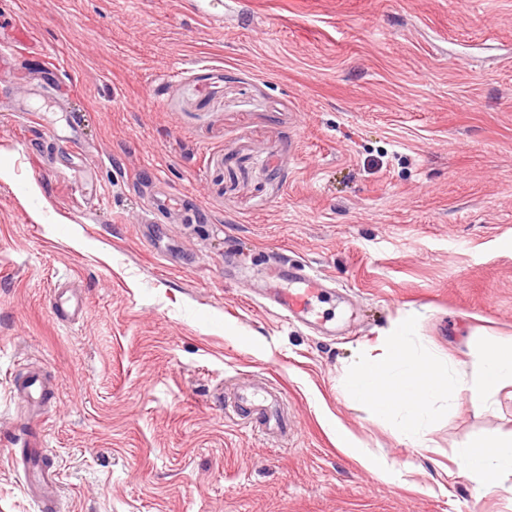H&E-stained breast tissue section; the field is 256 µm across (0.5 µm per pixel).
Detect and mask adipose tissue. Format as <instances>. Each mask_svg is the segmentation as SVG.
Returning <instances> with one entry per match:
<instances>
[{
  "label": "adipose tissue",
  "instance_id": "ef3b65f1",
  "mask_svg": "<svg viewBox=\"0 0 512 512\" xmlns=\"http://www.w3.org/2000/svg\"><path fill=\"white\" fill-rule=\"evenodd\" d=\"M459 470L474 483L484 486L512 476V435L477 438L469 441L456 455Z\"/></svg>",
  "mask_w": 512,
  "mask_h": 512
}]
</instances>
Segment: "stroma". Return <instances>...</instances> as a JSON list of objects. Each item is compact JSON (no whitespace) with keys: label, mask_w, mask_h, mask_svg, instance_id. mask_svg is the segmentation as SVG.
<instances>
[{"label":"stroma","mask_w":512,"mask_h":512,"mask_svg":"<svg viewBox=\"0 0 512 512\" xmlns=\"http://www.w3.org/2000/svg\"><path fill=\"white\" fill-rule=\"evenodd\" d=\"M19 6L48 52L0 64V512H43L11 464L30 433L55 512H512V479L453 461L512 433V387L410 450L344 386L412 315L452 365L512 344V0ZM280 254L336 281L335 335L260 305ZM61 278L78 323L53 313ZM265 383L287 439L236 414ZM325 422L328 424L331 433L333 434L336 442V447L343 449L345 452L361 458L362 455L366 456L368 460L366 465L372 469L382 479H390L393 475V467L386 460L371 454L366 448H363L356 441L354 436L337 420L336 425L330 413L324 416Z\"/></svg>","instance_id":"1"}]
</instances>
